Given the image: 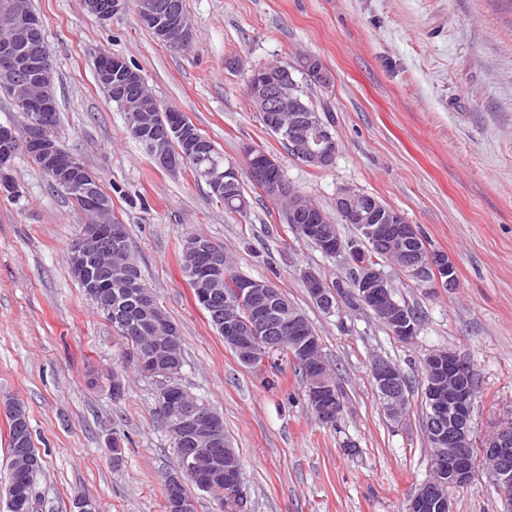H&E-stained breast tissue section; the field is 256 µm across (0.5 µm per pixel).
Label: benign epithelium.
<instances>
[{"instance_id": "7a95c632", "label": "benign epithelium", "mask_w": 512, "mask_h": 512, "mask_svg": "<svg viewBox=\"0 0 512 512\" xmlns=\"http://www.w3.org/2000/svg\"><path fill=\"white\" fill-rule=\"evenodd\" d=\"M84 4L90 13L107 20L124 11L127 0H84ZM135 5L139 21L153 26L162 42L173 48L190 43L191 26L181 15L171 10L166 18H161V5L157 0H135ZM0 28L10 32L9 38L0 40V75L23 89L38 91V94L18 101L29 112L26 145L39 155L47 172L59 182L93 197L95 219L82 226L70 248L73 270L85 287L86 295L108 315L112 314V287L124 288L136 297L137 304L159 333V337L137 357L136 364L143 375L157 376L163 373L172 352L181 346V336L157 302L139 292L133 270L112 264V252L128 253L130 243L121 225L98 220L100 216H111V208L106 201L95 198L96 176L89 173L79 159L67 153L57 140L41 132L49 114L56 111V100L50 89L52 63L46 46L26 47L27 41L42 31L41 22L34 13L21 8L19 0H12L0 8ZM130 73L134 70L127 63L108 58L97 70V78L110 88L123 83ZM296 90L290 75H275L269 80L253 82L248 95L254 98L259 111L270 113L273 129L284 138L290 152L313 168H329L335 163L338 142L317 119L302 111ZM174 136L183 140L189 155L198 154L203 147V140L194 129L185 124L180 115L172 114L170 127L153 135L154 159L164 167L170 166L171 156L163 145ZM16 142V130L1 126L0 170L10 167L13 154L10 145ZM248 173L253 181L267 185L273 200L298 196V192L269 177L266 170L252 160ZM237 178L239 173L236 171H216L210 176V187L219 194ZM336 211L347 215L358 226L360 239L344 242L339 237L332 238L312 212L308 213L312 223L302 225L301 231L321 240L328 253L347 254L353 270L352 288L359 304L386 323L391 334L406 342L412 340L416 336V321L394 298L376 255L386 257L410 278L432 279L434 288L455 286V263L446 254L428 249L419 251L410 241L414 225L404 223V216L399 211L381 206L352 187L338 190ZM186 247L189 251L185 273L199 302L209 308L219 296L221 256L213 249L201 246L197 238ZM303 279L313 300L326 312H332L339 298L338 292L326 287L312 273L304 274ZM224 313V334L244 364L262 366L269 362V349L287 344L309 366L307 396L315 417L323 422L332 413L342 412L340 394L326 378L320 364L318 336L308 333V325L300 316L288 312L280 291L271 283L257 279L245 282L236 297L225 301ZM424 370L428 373L424 391L429 409L426 434L436 453L432 460L433 478L411 494L407 512H452L447 491L467 488L478 477L476 462L471 455L474 442L471 426L475 400L473 380L470 365L447 350L429 354L424 360ZM371 371L389 416L396 417V410L407 402L401 371L384 359L374 360ZM160 400L169 430L177 436H188L190 444L182 449L177 468L169 477V485L175 489L178 512H195V498L183 481V475L192 477L204 490L213 483L216 470L210 465L209 452L221 442L222 419L214 411L201 410L184 389L176 386L163 385ZM479 461L511 510L512 500L508 499L507 492L512 489V425L500 426L483 441ZM224 487L235 497V509L241 512L237 468L224 469ZM3 495L10 512H31L28 487L12 479L7 487L0 486V497Z\"/></svg>"}]
</instances>
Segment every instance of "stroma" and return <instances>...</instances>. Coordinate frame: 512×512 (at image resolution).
I'll return each mask as SVG.
<instances>
[{"label":"stroma","mask_w":512,"mask_h":512,"mask_svg":"<svg viewBox=\"0 0 512 512\" xmlns=\"http://www.w3.org/2000/svg\"><path fill=\"white\" fill-rule=\"evenodd\" d=\"M185 4L186 54L159 42L134 9L102 21L83 0H28L53 61L58 139L111 197L146 284L177 325L180 382L223 416L248 512H406L432 477L422 422L429 353L450 350L473 367L474 437L512 419V0ZM102 54L137 69L225 160L243 165L247 145L273 155L289 186L328 216L344 186L398 210L429 250L454 261L455 287L433 290L383 263L395 299L418 317L407 343L368 308L343 301L323 311L302 275L350 280L346 256L279 223L277 204L252 181L247 214L231 217L189 168L158 166L98 82ZM306 54L328 83L298 72ZM270 62L294 69L313 104L332 112V167L306 165L259 121L246 80ZM11 168L17 192L0 194V402L24 407L43 459L33 512H72L78 495L97 512H164L176 452L154 413V385L123 370L124 395L113 400L123 342L69 272L85 216L26 153ZM191 234L221 245L233 271L272 282L308 318L343 394L336 426L315 420L291 366H245L212 327L179 265ZM377 358L407 380L401 420L379 399ZM449 497L455 512H504L483 476Z\"/></svg>","instance_id":"obj_1"}]
</instances>
